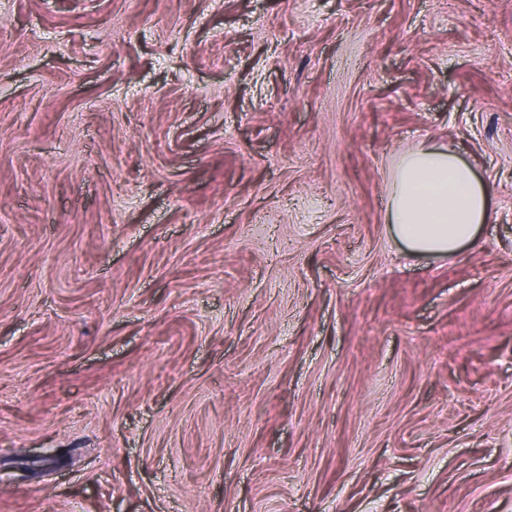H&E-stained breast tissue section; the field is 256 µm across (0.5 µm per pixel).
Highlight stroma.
<instances>
[{"mask_svg": "<svg viewBox=\"0 0 512 512\" xmlns=\"http://www.w3.org/2000/svg\"><path fill=\"white\" fill-rule=\"evenodd\" d=\"M0 512H512V0H0ZM388 213L409 253L453 256L488 222L490 191L456 152L417 146L393 166Z\"/></svg>", "mask_w": 512, "mask_h": 512, "instance_id": "obj_1", "label": "stroma"}]
</instances>
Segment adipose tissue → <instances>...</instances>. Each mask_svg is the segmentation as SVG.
I'll return each instance as SVG.
<instances>
[{
    "mask_svg": "<svg viewBox=\"0 0 512 512\" xmlns=\"http://www.w3.org/2000/svg\"><path fill=\"white\" fill-rule=\"evenodd\" d=\"M388 213L409 253L452 256L488 222L490 191L456 152L417 146L393 166Z\"/></svg>",
    "mask_w": 512,
    "mask_h": 512,
    "instance_id": "1",
    "label": "adipose tissue"
}]
</instances>
